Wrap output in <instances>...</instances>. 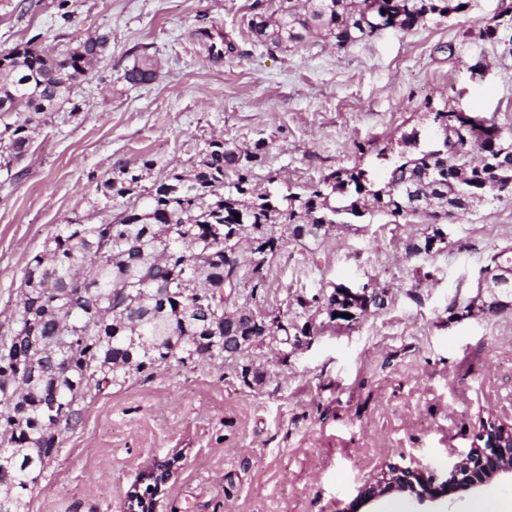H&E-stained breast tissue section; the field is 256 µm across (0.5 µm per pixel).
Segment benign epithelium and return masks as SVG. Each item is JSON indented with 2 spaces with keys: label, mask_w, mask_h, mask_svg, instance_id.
I'll use <instances>...</instances> for the list:
<instances>
[{
  "label": "benign epithelium",
  "mask_w": 512,
  "mask_h": 512,
  "mask_svg": "<svg viewBox=\"0 0 512 512\" xmlns=\"http://www.w3.org/2000/svg\"><path fill=\"white\" fill-rule=\"evenodd\" d=\"M397 191L407 209L417 213L429 211V201L418 194L407 182L397 184ZM480 290H487L492 301L485 304L489 311L512 308V265L495 262V267L484 271ZM387 305L386 292L362 286L342 285L325 297V308L336 313L349 314L356 320L365 312L379 311ZM252 343L248 336L224 337V357L232 358ZM176 459L157 460L139 479V483L153 480L157 485L167 483ZM512 473V424L490 420L483 423L477 435V444L467 450L449 452L447 477L437 482L436 475L420 468L387 466L365 480L359 488L355 504L364 507L390 495L404 494L419 503L436 501L444 497L453 502L463 494L474 492L490 484L502 474Z\"/></svg>",
  "instance_id": "1"
}]
</instances>
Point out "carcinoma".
Instances as JSON below:
<instances>
[{
    "mask_svg": "<svg viewBox=\"0 0 512 512\" xmlns=\"http://www.w3.org/2000/svg\"><path fill=\"white\" fill-rule=\"evenodd\" d=\"M378 6L400 15L398 28L413 29L428 15L458 12L464 0H280L272 14L254 12L248 28L263 45L288 48L320 32L344 48L367 38L360 27L363 9ZM110 43L107 33L86 36L65 54L50 55L31 42L0 53V159L5 167L24 159L38 127L65 105L88 79ZM155 77L151 59L142 55L124 69L122 79L137 85ZM433 122L438 143L419 148V132L403 136L415 150L401 153L380 184L364 169L337 170L302 192L275 188L258 191L255 170L262 166L266 142L238 145L222 137L206 143L187 168L174 166L146 186L156 160L118 159L96 191L116 207L97 224H59L42 251L27 264L20 306L8 333L0 334V449H8L14 486L13 512H25L27 499L47 463L61 448L52 434L55 417L82 418L81 403L92 390L126 381L135 372L172 360L186 364L224 359L221 339H211V304L199 295L224 301L221 290L238 288L257 301L266 288V263L282 247L288 231L295 239L306 224H322L342 207L361 215L375 213L406 220L405 203L392 184L406 181L430 193L433 223L448 212L466 213L474 194H512V137L481 121L466 125L457 113L438 110ZM188 229L199 244L180 242ZM252 242L250 255L233 252L229 238ZM124 306L116 319L107 306ZM272 334L282 345L295 336V322L276 314ZM242 336H267V324L245 317L233 320ZM66 336L63 368L49 367L32 377L25 359L31 341L43 344ZM38 448L34 454L31 449Z\"/></svg>",
    "mask_w": 512,
    "mask_h": 512,
    "instance_id": "cac0c4a2",
    "label": "carcinoma"
}]
</instances>
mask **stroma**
Wrapping results in <instances>:
<instances>
[{
  "instance_id": "35a3bbf8",
  "label": "stroma",
  "mask_w": 512,
  "mask_h": 512,
  "mask_svg": "<svg viewBox=\"0 0 512 512\" xmlns=\"http://www.w3.org/2000/svg\"><path fill=\"white\" fill-rule=\"evenodd\" d=\"M253 2L70 0L66 22L59 0H0V53L31 39L58 54L75 33L111 34L78 90V115L56 113L18 171L0 170V333L56 226L104 217L96 185L116 159H156V178L212 137L263 140L257 181L272 176L284 190L356 166L384 179L404 134L431 141L437 109L479 113L512 135V34L480 35L512 0H467L342 49L309 36L280 50L254 42ZM215 24L219 59L198 38ZM133 50L152 60V82L122 80ZM445 230L447 249L430 255L415 250L432 232L422 216L284 238L260 303L313 319L309 344L285 360L260 343L226 362L174 361L88 394L26 512H123L163 457L178 465L155 512H345L386 466L444 474L449 450L470 448L483 421L512 424V308L487 311L478 292L492 256L512 249V195ZM338 283L385 289L387 305L349 324L295 303Z\"/></svg>"
}]
</instances>
